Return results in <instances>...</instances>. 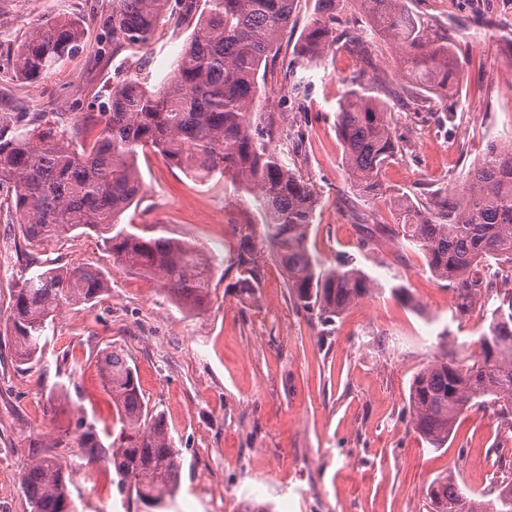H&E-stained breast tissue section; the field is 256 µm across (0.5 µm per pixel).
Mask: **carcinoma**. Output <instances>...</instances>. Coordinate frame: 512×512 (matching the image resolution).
Segmentation results:
<instances>
[{
	"label": "carcinoma",
	"instance_id": "cac0c4a2",
	"mask_svg": "<svg viewBox=\"0 0 512 512\" xmlns=\"http://www.w3.org/2000/svg\"><path fill=\"white\" fill-rule=\"evenodd\" d=\"M295 0H112L104 28L112 49L147 45L165 19L193 25L190 41L170 77L148 86L134 73L117 81L107 111L78 113L66 123L21 112L0 128V186L11 192L25 243L38 247L74 231L94 235L115 262L157 277L172 301L199 309L210 300L211 266L202 251L168 237L157 224H123L120 217L142 190L138 151L151 148L173 166L205 180L216 176L235 192L258 198L267 230L253 242V225H233L238 248L235 287L247 298L260 288L262 250L282 267L289 292L302 309L332 323L351 305L371 296L374 280L350 264L327 267L308 247L319 194L288 163V151L271 147L283 136L272 115L251 111L267 61L278 55ZM370 30L354 37L362 45L374 37L391 43L405 77L422 92L453 95L458 66L446 43L425 38L408 0H356ZM336 0H316L315 18L301 34L287 64L293 90L297 72L310 69L336 43L331 26ZM82 31L67 20L35 29L14 56V71L37 81L76 51ZM391 106L370 94L359 78L347 82L337 104L336 131L343 164L357 191L380 188L382 170L399 144L390 123ZM397 236L420 249L431 274L455 291V309L468 314L485 307L479 348L461 358L445 357L419 371L409 387V411L420 437L435 449L448 444L455 423L485 403L512 419V290L503 292L475 272L495 261L512 263V139L492 144L468 172L464 185L442 195L434 209L400 194ZM109 290V281L91 266L51 267L36 259L10 294L5 332L19 365L39 361L55 320L64 311L90 304ZM98 370L116 412L112 441L104 444L95 427L77 424L73 439L59 436L40 444L44 451L19 474L31 512H75L70 485L79 465L104 463L117 484L148 508H162L176 495L181 457L163 416L151 409L137 371L120 350L100 354ZM70 448V460L56 448ZM494 499L469 497L451 474L426 490L431 512H512V480Z\"/></svg>",
	"mask_w": 512,
	"mask_h": 512
}]
</instances>
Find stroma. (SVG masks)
<instances>
[{
    "label": "stroma",
    "mask_w": 512,
    "mask_h": 512,
    "mask_svg": "<svg viewBox=\"0 0 512 512\" xmlns=\"http://www.w3.org/2000/svg\"><path fill=\"white\" fill-rule=\"evenodd\" d=\"M409 6L432 36L458 52L453 98L408 83L386 40H370L371 61L363 63L345 43L368 27L355 0H338L340 39L307 71V90L294 92L285 66L315 12V0H295L275 75L254 105L301 142L290 162L320 197L310 248L324 264L360 267L377 291L324 326L294 304L282 268L267 256L254 297L240 296L226 257L237 243L233 223L251 222L259 237L265 232L254 197L216 178H193L145 151L138 157L144 194L124 218L164 225L170 236L200 246L213 264L210 303L201 311L179 308L158 280L114 263L90 236L74 232L38 251L58 266L102 270L110 290L63 313L33 368L16 365L10 340L0 338V512H30L19 472L36 453L34 441L60 436L80 420L101 433L112 430L115 410L97 356L113 347L135 366L146 400L161 411L180 450V488L166 512H243L250 500L272 504L273 512H429L427 486L449 473L471 497L490 500L512 471V429L492 407H475L436 450L415 431L408 407L414 374L472 347L482 312L456 316L447 282L389 229L400 219L395 194L429 202L433 191L462 185L489 144L512 137V48L501 38L512 28V0ZM111 12L112 0H0V124L18 112H100L118 74L136 60L150 83L169 77L190 29L168 22L141 52L116 53L103 28ZM50 20L80 22L82 48L38 81L16 78L12 55ZM353 76L389 102L401 148L381 176V194L367 200L345 172L336 135L337 103ZM25 248L15 216L1 211L0 329ZM397 285L409 300L392 294ZM71 496L77 512H142L100 464L73 483Z\"/></svg>",
    "instance_id": "1"
}]
</instances>
